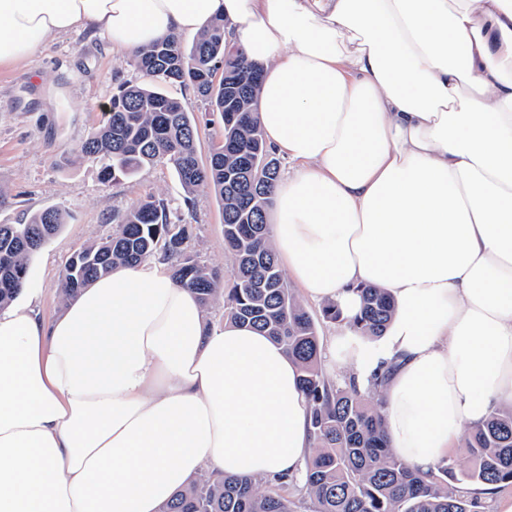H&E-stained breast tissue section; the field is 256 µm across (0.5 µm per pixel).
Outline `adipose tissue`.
<instances>
[{
    "mask_svg": "<svg viewBox=\"0 0 512 512\" xmlns=\"http://www.w3.org/2000/svg\"><path fill=\"white\" fill-rule=\"evenodd\" d=\"M262 66L259 119L295 162L273 248L343 317L374 286L393 450L436 469L464 425L512 405V0H0V65L74 29L136 50L215 16ZM300 373L264 333L209 324L157 263L117 266L52 318L0 310V512H160L203 471L299 475Z\"/></svg>",
    "mask_w": 512,
    "mask_h": 512,
    "instance_id": "ef3b65f1",
    "label": "adipose tissue"
}]
</instances>
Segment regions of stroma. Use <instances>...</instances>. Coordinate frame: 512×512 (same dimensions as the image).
I'll use <instances>...</instances> for the list:
<instances>
[{
  "instance_id": "35a3bbf8",
  "label": "stroma",
  "mask_w": 512,
  "mask_h": 512,
  "mask_svg": "<svg viewBox=\"0 0 512 512\" xmlns=\"http://www.w3.org/2000/svg\"><path fill=\"white\" fill-rule=\"evenodd\" d=\"M131 51L103 35L75 30L22 62L0 66V224L19 222L46 207L66 222L37 254L29 276L41 291V313H59L61 274L70 258L93 242L112 237V215L147 196L164 198L170 218L188 225L190 249L201 263L228 271L222 212L214 197L193 213L183 209L184 190L166 163L143 168L116 183L103 181L99 164L75 150L96 126L119 83H146Z\"/></svg>"
}]
</instances>
